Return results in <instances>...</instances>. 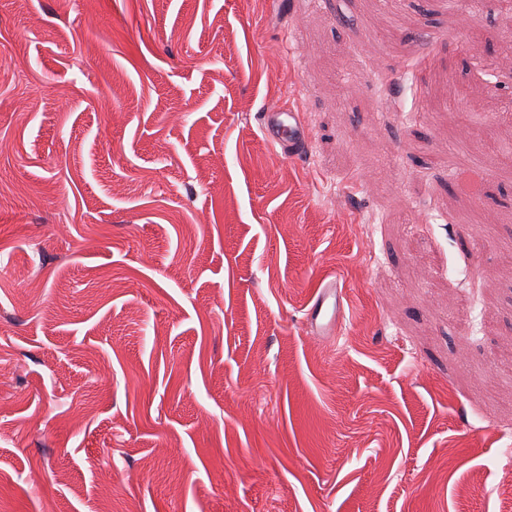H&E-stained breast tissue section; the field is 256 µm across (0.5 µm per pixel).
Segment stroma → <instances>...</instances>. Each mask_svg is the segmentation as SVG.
<instances>
[{
	"label": "stroma",
	"mask_w": 512,
	"mask_h": 512,
	"mask_svg": "<svg viewBox=\"0 0 512 512\" xmlns=\"http://www.w3.org/2000/svg\"><path fill=\"white\" fill-rule=\"evenodd\" d=\"M509 143L501 0H0V512H503ZM261 126L268 143L279 147L283 153H297L307 144V133L300 114L288 106L263 112ZM343 292L336 281L318 288L310 298L306 322L316 336H335L344 325Z\"/></svg>",
	"instance_id": "stroma-1"
}]
</instances>
